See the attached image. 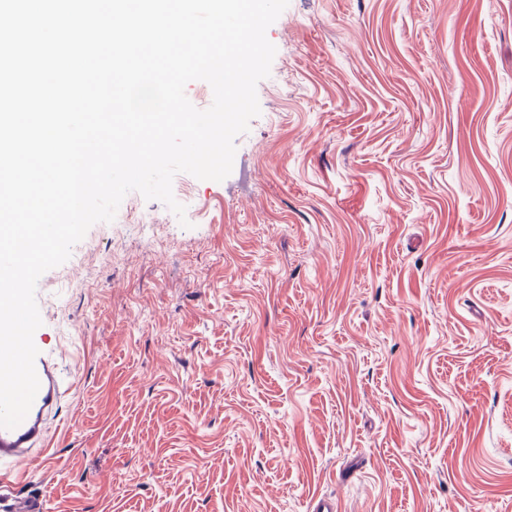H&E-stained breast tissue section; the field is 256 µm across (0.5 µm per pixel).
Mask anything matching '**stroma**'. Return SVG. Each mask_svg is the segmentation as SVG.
I'll return each instance as SVG.
<instances>
[{
    "mask_svg": "<svg viewBox=\"0 0 512 512\" xmlns=\"http://www.w3.org/2000/svg\"><path fill=\"white\" fill-rule=\"evenodd\" d=\"M223 181L39 279L50 512H512V0H289Z\"/></svg>",
    "mask_w": 512,
    "mask_h": 512,
    "instance_id": "obj_1",
    "label": "stroma"
}]
</instances>
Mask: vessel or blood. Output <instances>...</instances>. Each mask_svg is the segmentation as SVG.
Wrapping results in <instances>:
<instances>
[{
  "mask_svg": "<svg viewBox=\"0 0 512 512\" xmlns=\"http://www.w3.org/2000/svg\"><path fill=\"white\" fill-rule=\"evenodd\" d=\"M35 369L40 388L27 416L15 428H0V512H49L46 491L22 492L15 476L43 460L51 414L66 394L54 351L40 349Z\"/></svg>",
  "mask_w": 512,
  "mask_h": 512,
  "instance_id": "obj_1",
  "label": "vessel or blood"
}]
</instances>
